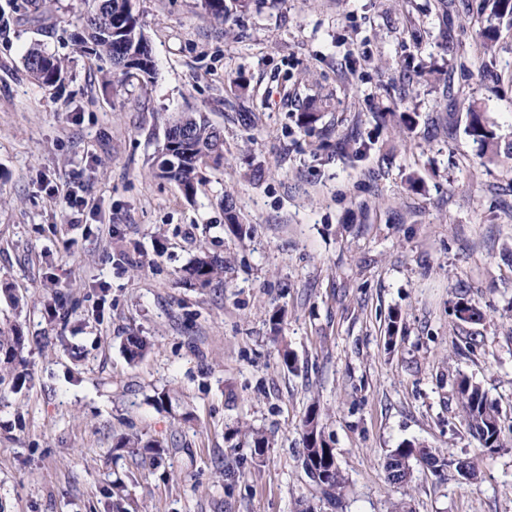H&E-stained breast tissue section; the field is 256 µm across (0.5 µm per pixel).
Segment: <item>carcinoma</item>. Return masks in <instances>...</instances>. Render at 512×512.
I'll return each mask as SVG.
<instances>
[{
	"instance_id": "1",
	"label": "carcinoma",
	"mask_w": 512,
	"mask_h": 512,
	"mask_svg": "<svg viewBox=\"0 0 512 512\" xmlns=\"http://www.w3.org/2000/svg\"><path fill=\"white\" fill-rule=\"evenodd\" d=\"M84 12L80 21L87 30V37L75 40L79 50L92 44L91 50L100 59L109 61L113 74L126 75L123 62L128 58L142 55L146 37L138 25L132 9V0H83ZM205 10L217 21H224L230 12L226 0H202ZM496 36L487 26L481 33V40L475 53L482 58L495 54ZM24 68L31 79L44 87H52L64 80L63 61L39 47L31 48L24 58ZM323 102L308 101L297 116V126L307 131L321 118ZM466 133L479 144L482 154L493 161L499 157L512 158V141H504L483 117L475 103L468 106ZM224 159V135L220 128L201 113L183 112L173 122L167 135L162 154L157 160L156 175L175 181L187 198L196 196L199 186L205 184L203 167L211 161L215 164ZM186 275L201 288L224 273V261L201 252L185 268ZM131 360L141 358L147 342L141 336H128L124 343ZM24 336L13 327L0 328V386L17 385L25 376L26 361L22 356ZM456 392L469 430L484 448L500 446V417L498 404L489 399L480 385L467 377L456 383ZM303 465L309 477L330 499L338 500L346 485V478L336 462L334 449L324 437L320 425L319 408L309 407L302 421ZM119 448L142 447L148 452L160 453L161 444H141L136 436H122L117 442ZM424 461L441 474L453 468L458 477L467 483H475L481 477L478 457L448 459L433 448L403 443L386 457L384 468L387 482L401 495L408 494L413 478L414 464Z\"/></svg>"
}]
</instances>
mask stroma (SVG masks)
I'll use <instances>...</instances> for the list:
<instances>
[{
    "instance_id": "stroma-1",
    "label": "stroma",
    "mask_w": 512,
    "mask_h": 512,
    "mask_svg": "<svg viewBox=\"0 0 512 512\" xmlns=\"http://www.w3.org/2000/svg\"><path fill=\"white\" fill-rule=\"evenodd\" d=\"M133 5L149 83L77 51L82 0H0V326L20 328L29 369L0 392V512H512V159L465 132L474 100L512 141V27L493 65L471 49L493 0H448L444 25L437 0H252L223 22L201 0ZM36 44L62 85L26 73ZM313 97L328 106L306 131ZM182 112L224 131L192 199L152 174ZM225 193L248 236L225 229ZM202 247L225 266L205 288L184 273ZM463 299L483 320L457 318ZM133 334L149 344L136 363ZM462 375L499 403L501 447L469 432ZM315 402L347 479L337 503L300 458ZM248 428L270 438L262 456ZM406 441L477 457L481 481L418 465L400 497L383 463Z\"/></svg>"
}]
</instances>
